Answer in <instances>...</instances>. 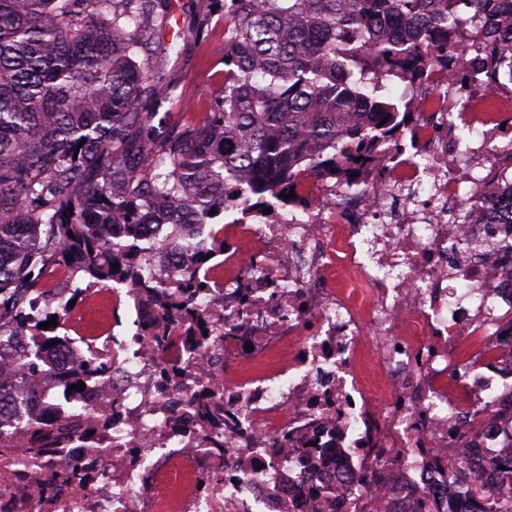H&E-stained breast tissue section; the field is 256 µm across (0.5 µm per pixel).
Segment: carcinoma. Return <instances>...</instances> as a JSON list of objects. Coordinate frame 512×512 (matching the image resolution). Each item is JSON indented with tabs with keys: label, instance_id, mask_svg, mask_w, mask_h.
<instances>
[{
	"label": "carcinoma",
	"instance_id": "carcinoma-1",
	"mask_svg": "<svg viewBox=\"0 0 512 512\" xmlns=\"http://www.w3.org/2000/svg\"><path fill=\"white\" fill-rule=\"evenodd\" d=\"M440 0H205L193 24L173 25L171 0H0V324L41 344L0 378V421L11 416L55 442L50 424L22 418L21 384L44 372L64 338L63 312L32 323L17 306L49 271L75 266L70 300L93 286L137 280L143 257L166 244L200 263L224 241L192 230L224 217V202L285 203L295 171L329 175L399 125V103L366 79L418 59L384 39L397 22L407 41L448 36L456 13ZM224 10V77L205 91L208 110L176 111L164 68L175 40L210 32ZM350 31L355 43L340 40ZM202 281L155 292L162 310L189 306ZM57 316L56 326L40 323ZM105 370L95 352L69 372ZM494 490L472 492L473 512H495Z\"/></svg>",
	"mask_w": 512,
	"mask_h": 512
}]
</instances>
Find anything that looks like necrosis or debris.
<instances>
[{
  "instance_id": "1",
  "label": "necrosis or debris",
  "mask_w": 512,
  "mask_h": 512,
  "mask_svg": "<svg viewBox=\"0 0 512 512\" xmlns=\"http://www.w3.org/2000/svg\"><path fill=\"white\" fill-rule=\"evenodd\" d=\"M459 15V47H416L407 119L356 164L306 172L302 207H232L193 305L219 336L118 284L67 307L98 321L124 298L132 331L68 338L29 379L30 415L65 412L47 452L0 423V512H463L512 486V0ZM467 74L470 85L454 83ZM469 127L460 139V127ZM193 254L155 252L142 279L176 287ZM166 326L164 342L144 333ZM108 361L83 391L64 370ZM463 459L455 483L441 474Z\"/></svg>"
}]
</instances>
